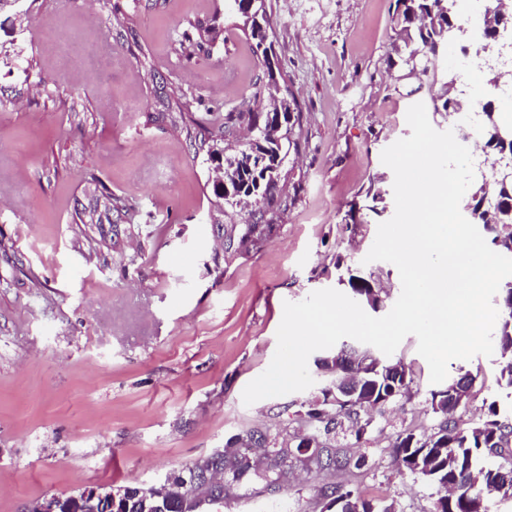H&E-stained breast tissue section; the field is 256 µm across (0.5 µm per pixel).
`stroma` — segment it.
Returning a JSON list of instances; mask_svg holds the SVG:
<instances>
[{
    "mask_svg": "<svg viewBox=\"0 0 512 512\" xmlns=\"http://www.w3.org/2000/svg\"><path fill=\"white\" fill-rule=\"evenodd\" d=\"M273 61L303 115L302 152L285 170L298 187L266 243L216 262L208 164L167 123H146L157 92L192 98L199 119L230 112L263 80L243 22L224 0H24L0 30V512L88 486L150 487L253 430L302 427L307 390L245 405V386L270 365L284 302L348 292V275L401 293L397 268L366 262L378 220L349 231L348 211L372 180L392 187L382 151L408 137V108L428 109L448 80L396 38V0H266ZM218 21L222 42L198 44ZM118 68L100 74L96 56ZM150 56L152 70L140 61ZM118 197L99 224L79 216ZM407 336L393 354L411 370L408 394L375 416L367 463L321 472L289 458L277 493L251 479L221 512H316L327 484L401 512H430L438 488L398 474L388 443L430 430V369ZM499 356L454 360L449 378L475 382L456 420L490 403L512 414Z\"/></svg>",
    "mask_w": 512,
    "mask_h": 512,
    "instance_id": "1",
    "label": "stroma"
}]
</instances>
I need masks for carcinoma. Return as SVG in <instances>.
I'll use <instances>...</instances> for the list:
<instances>
[{
  "label": "carcinoma",
  "mask_w": 512,
  "mask_h": 512,
  "mask_svg": "<svg viewBox=\"0 0 512 512\" xmlns=\"http://www.w3.org/2000/svg\"><path fill=\"white\" fill-rule=\"evenodd\" d=\"M403 9L396 16L397 36L411 54L425 59L423 71H428L436 60L437 50L455 42L460 24L457 22V0H398ZM493 5L483 15L481 29H490L504 19H512V6L505 0H492ZM234 12L247 19L251 38L257 53H266L267 28L270 27L264 0H234ZM280 72L266 64L265 80L253 86V92L237 112L216 114L204 121L189 112L190 101L156 96L153 111L146 119L165 120L168 125L186 135L197 152H203L210 162L223 161L224 182L212 183V194L223 201L224 209L211 216L220 223L219 216L229 219L224 224L227 245H242L265 230L273 228L295 201L287 189V175L283 174L290 153H299L303 141L302 113L298 101L290 94L265 102L266 88L278 84ZM456 78L451 76L445 89L435 97L434 109L453 119L461 108L454 94ZM479 133L484 148L499 161L512 159V124L503 121L502 112L490 101L480 103ZM246 127L249 139L232 153L226 152V141L236 129ZM386 191L380 183H371L366 192L364 208L376 216L386 212ZM492 201L482 206L485 200ZM249 205L247 217L238 223L229 211ZM469 221L481 224L489 234L490 244L500 254L512 256V167L498 166L471 184L462 199ZM348 286L355 299L376 309L384 302L383 289L372 280L351 275ZM504 317L493 336V345L503 360L500 379L512 388V281L499 288ZM316 367L327 376L321 393L322 401L307 405L306 418L310 425L307 436L321 444L323 459L312 454L297 453L302 464L319 465L320 461L346 466L350 461L336 458L331 439L336 431L345 430L354 437L355 445L369 441L372 412L381 410L406 395L412 378L401 360L386 359L369 348L351 346L331 350L315 360ZM475 381L466 373L442 390L431 393L430 409L435 424L428 433L418 434L404 429L389 444L395 468L403 473L421 475L438 488H452L444 492L437 503L441 510L430 512H485L484 495L501 493L512 497V417L503 416L496 403L487 407L485 417L468 428L457 426L454 415L460 406V395L454 384ZM268 449H255L249 455L238 448L226 447L208 456L213 470L232 486L241 484L249 474L268 485L286 481L283 469L290 454L300 448L294 437L282 441L272 437ZM127 512H155L152 494L140 487L121 488ZM333 512H370L371 501L337 486L330 494ZM216 498L196 492L193 484V466L189 465L169 485L164 501L165 512H201L204 505ZM60 512H100L99 505L77 495L62 497Z\"/></svg>",
  "instance_id": "cac0c4a2"
}]
</instances>
